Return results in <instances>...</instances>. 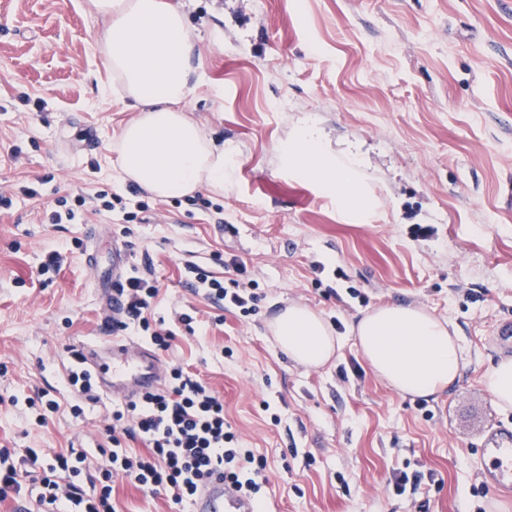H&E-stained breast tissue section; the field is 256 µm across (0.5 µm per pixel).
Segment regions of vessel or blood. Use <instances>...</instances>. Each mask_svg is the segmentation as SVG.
Listing matches in <instances>:
<instances>
[{
  "label": "vessel or blood",
  "mask_w": 512,
  "mask_h": 512,
  "mask_svg": "<svg viewBox=\"0 0 512 512\" xmlns=\"http://www.w3.org/2000/svg\"><path fill=\"white\" fill-rule=\"evenodd\" d=\"M121 254H113L108 270H96L95 276L104 300L112 298V284L122 274ZM83 366L103 391L123 400L137 398L156 390L162 379L161 358L152 348L115 336L106 344L81 347ZM485 461L482 483L496 497L512 499V427L490 429L479 450ZM255 505L224 481V472L214 469L204 478L189 512H254Z\"/></svg>",
  "instance_id": "vessel-or-blood-1"
}]
</instances>
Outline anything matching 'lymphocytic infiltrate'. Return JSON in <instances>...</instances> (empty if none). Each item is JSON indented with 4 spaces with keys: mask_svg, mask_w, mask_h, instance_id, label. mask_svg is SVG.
Wrapping results in <instances>:
<instances>
[{
    "mask_svg": "<svg viewBox=\"0 0 512 512\" xmlns=\"http://www.w3.org/2000/svg\"><path fill=\"white\" fill-rule=\"evenodd\" d=\"M191 287L205 299L243 314L250 313L258 299L254 282L227 284L200 268ZM158 294L155 280L135 270L113 288L112 302L138 335L165 351L176 336V325L154 317ZM107 434L111 447L99 448L93 460L83 452L50 455L34 450L16 457L0 448V501L15 494L28 497L35 512H113L112 481L120 477L150 493L165 491L174 504L184 506L216 466L223 468L225 482L236 492L256 501L263 496V458L240 447L224 422L223 399L184 368L169 370L163 390L113 411ZM128 435L146 442L148 455L123 447ZM92 464L102 483L98 492L89 494L74 478Z\"/></svg>",
    "mask_w": 512,
    "mask_h": 512,
    "instance_id": "lymphocytic-infiltrate-1",
    "label": "lymphocytic infiltrate"
}]
</instances>
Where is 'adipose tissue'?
<instances>
[{
    "label": "adipose tissue",
    "instance_id": "obj_1",
    "mask_svg": "<svg viewBox=\"0 0 512 512\" xmlns=\"http://www.w3.org/2000/svg\"><path fill=\"white\" fill-rule=\"evenodd\" d=\"M89 7L105 22L102 61L137 111L113 146L124 181L162 200L223 194L238 157L191 115L203 70L180 0H89ZM281 151L287 169L316 183L340 210L371 207L362 181L337 163L315 126H297ZM270 330L288 358L308 367L325 365L339 347L323 317L304 305L285 308ZM352 331L373 372L400 394L434 396L459 374L460 345L447 321L427 311L388 304Z\"/></svg>",
    "mask_w": 512,
    "mask_h": 512
}]
</instances>
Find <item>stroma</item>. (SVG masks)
Here are the masks:
<instances>
[{
    "mask_svg": "<svg viewBox=\"0 0 512 512\" xmlns=\"http://www.w3.org/2000/svg\"><path fill=\"white\" fill-rule=\"evenodd\" d=\"M184 2L204 73L190 106L240 159L220 197L160 200L122 180L112 146L135 112L88 0H0V191L13 196L0 209V448L95 454L117 403L78 401L67 349L113 334L89 258L110 264L117 247L127 268L151 265L160 315L192 317L161 359L223 399L241 446L266 460L275 512H512L491 502L478 454L490 427L512 425L484 386L512 357L496 335L512 320V0ZM304 117L357 166L368 211L338 210L285 169L279 148ZM100 191L145 202L144 223H45L57 198ZM55 249L60 271L42 273ZM233 258L258 283L248 316L188 286V263L221 277ZM296 302L341 343L323 367L272 340L269 322ZM388 302L458 337L460 375L441 394L401 395L371 370L351 328ZM42 396L59 405L44 425ZM397 471L417 489L397 494ZM112 503L179 512L125 479Z\"/></svg>",
    "mask_w": 512,
    "mask_h": 512,
    "instance_id": "1",
    "label": "stroma"
}]
</instances>
